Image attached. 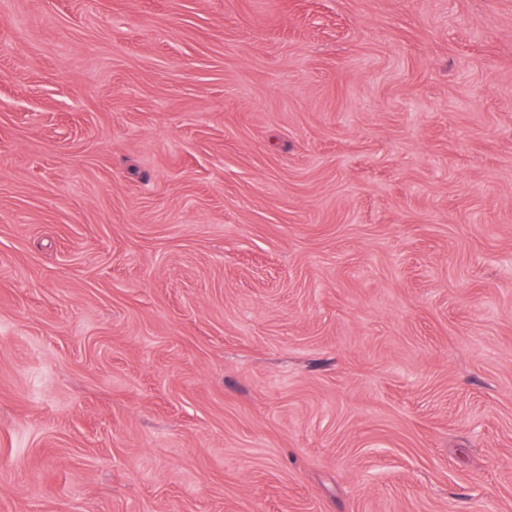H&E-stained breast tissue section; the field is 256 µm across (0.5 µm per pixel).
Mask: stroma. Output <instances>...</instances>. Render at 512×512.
<instances>
[{"label":"stroma","mask_w":512,"mask_h":512,"mask_svg":"<svg viewBox=\"0 0 512 512\" xmlns=\"http://www.w3.org/2000/svg\"><path fill=\"white\" fill-rule=\"evenodd\" d=\"M0 512H512V0H0Z\"/></svg>","instance_id":"stroma-1"}]
</instances>
